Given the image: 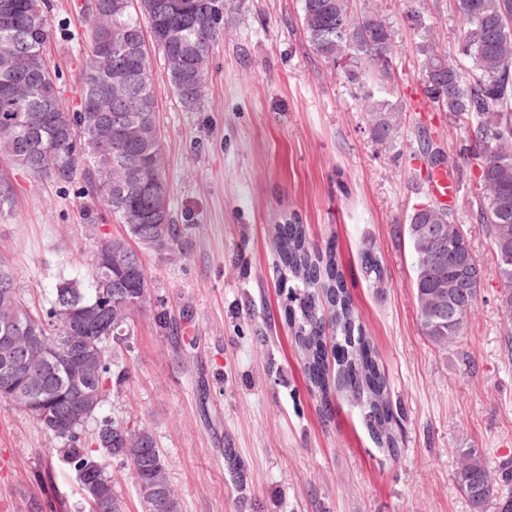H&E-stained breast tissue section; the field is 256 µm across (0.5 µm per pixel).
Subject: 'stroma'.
Returning <instances> with one entry per match:
<instances>
[{
	"label": "stroma",
	"instance_id": "stroma-1",
	"mask_svg": "<svg viewBox=\"0 0 512 512\" xmlns=\"http://www.w3.org/2000/svg\"><path fill=\"white\" fill-rule=\"evenodd\" d=\"M50 54L66 106L80 100L83 0H51ZM395 31V100L405 111L395 147L376 143L359 92L308 48L299 0H229L231 28L214 48L197 107L157 83L165 176L181 254L146 251L150 303L134 315L112 358L102 415L130 418L154 434L182 512H470L454 474L464 448L490 463L512 459V330L498 303L489 239L471 224L468 176L452 214L482 265L466 335L448 350L423 336L405 224L431 201L413 157L422 120L417 33L410 0H376ZM446 49L465 23L454 0H422ZM16 206L0 218V257L18 284L45 299L60 276L84 278L91 241L73 187L39 184L14 169ZM295 220L317 251L333 250L355 312L387 378L398 420L396 454L378 447L362 412L338 388L311 389L288 327V272L275 225ZM383 262L380 282L360 264ZM174 320L160 328L156 311ZM235 449L233 478L224 462ZM48 481H37V474ZM246 493H239V485ZM88 512L72 465L24 412L0 403V512Z\"/></svg>",
	"mask_w": 512,
	"mask_h": 512
}]
</instances>
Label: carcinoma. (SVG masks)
<instances>
[{"label":"carcinoma","instance_id":"carcinoma-1","mask_svg":"<svg viewBox=\"0 0 512 512\" xmlns=\"http://www.w3.org/2000/svg\"><path fill=\"white\" fill-rule=\"evenodd\" d=\"M208 5L201 23L185 20L198 2ZM155 0H85L88 25L81 37L86 56L81 96L96 92L112 80V72L125 70L134 76L127 91L117 88L106 102L108 112L80 109L67 111L58 80L59 72L46 47L52 36L47 0H0V161L27 171L37 183L79 185L78 194L98 201L112 219L124 226L119 236H97L96 217L85 213L87 228L96 237L88 262V279L62 277L43 305L23 293L9 263L0 258V326L18 322L15 345L28 336L40 337L48 356L50 375L21 380L16 389L0 388V401L25 412L63 447L65 460L80 471L96 465V480L104 497L105 512H123L107 472V460L120 459L138 486L143 512H181L168 466L153 433L120 418H98L112 385V353L125 343L133 314L150 304L148 273L141 251L170 255L179 247L186 228L174 223L164 175L156 101L153 55L162 57L166 79L180 103L190 109L200 97L189 98L187 89L205 90L210 54L224 36L230 17L226 0H168L169 9L157 15ZM466 21L464 32L446 51L440 50L424 14L412 7L406 22L420 36L416 45L418 75L434 110L448 113V120L466 127L469 144L460 152L463 166L475 177V196L469 201L472 223L481 227L492 246L500 235L510 236L512 253V0H457ZM182 25L181 38L172 42L157 33ZM301 25L310 50L332 65L360 92L372 139L396 144L403 107L390 99L397 70L378 60L392 54L394 30L373 0H301ZM131 118L137 134L119 138L107 114ZM418 151L431 168L449 162L430 136H419ZM15 195L9 177L0 169V217L11 215ZM424 224L456 222L447 209L434 204L408 217L407 234L414 258L416 306L422 307L435 290L437 278L459 281L470 288V305L458 318L433 327L418 311L422 334L441 350L455 345L467 332L482 285L483 270L468 236L450 242L462 262H444L439 274L430 258L440 245L418 233ZM283 264L293 285L289 291L288 322L294 341L304 356L310 386L326 389L327 341L338 366L337 386L358 406L378 444L397 449L392 433L397 419L386 398L385 374L372 358L362 326L344 285L343 274L331 254L314 253L301 224H280L276 229ZM500 296L512 316V264L497 261ZM366 276L377 279L381 259L369 248L363 252ZM77 320H96L119 325L123 333L90 350L80 374L87 385L82 398L73 400L72 374L64 342L76 336ZM66 415L59 428L52 417ZM96 426L87 433L88 423ZM93 443L101 454L93 456L85 445ZM455 482L463 493L477 482L479 499H468L471 512H512V460L498 464V480L489 478L488 463L476 448L461 452ZM165 489L156 497L152 488Z\"/></svg>","mask_w":512,"mask_h":512}]
</instances>
